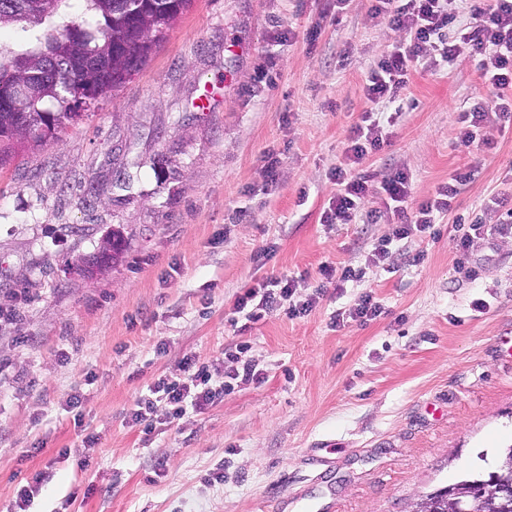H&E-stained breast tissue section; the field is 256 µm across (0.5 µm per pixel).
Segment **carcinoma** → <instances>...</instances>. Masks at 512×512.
<instances>
[{
	"instance_id": "cac0c4a2",
	"label": "carcinoma",
	"mask_w": 512,
	"mask_h": 512,
	"mask_svg": "<svg viewBox=\"0 0 512 512\" xmlns=\"http://www.w3.org/2000/svg\"><path fill=\"white\" fill-rule=\"evenodd\" d=\"M81 14L73 17V0H0V29L17 34L12 44L0 41V88L28 73L57 85L54 95L24 101L0 97V164L58 141L75 123V114L90 110L127 80L113 75L127 70L130 59L138 69L166 41L167 32L190 7L191 0H145L137 13L128 0H78ZM512 467V445L499 456L492 471L470 474L452 484L457 497L472 512H512V500L475 489L496 473ZM419 512H448V494L436 489L413 504Z\"/></svg>"
}]
</instances>
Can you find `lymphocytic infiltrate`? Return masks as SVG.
I'll list each match as a JSON object with an SVG mask.
<instances>
[{"label":"lymphocytic infiltrate","mask_w":512,"mask_h":512,"mask_svg":"<svg viewBox=\"0 0 512 512\" xmlns=\"http://www.w3.org/2000/svg\"><path fill=\"white\" fill-rule=\"evenodd\" d=\"M448 2L374 0V15L388 20L393 29L402 32L403 38L396 41L371 69L365 86L366 96L374 103L395 101L407 83L412 64L423 54L439 56L445 63L455 61L466 51L479 54L480 75L496 88L497 95L460 114V142L469 147L483 142L482 131L489 117L512 121V0H485L483 6L474 9L470 22L463 25L458 24L456 13L449 11ZM384 141V130L373 120L371 112H362L349 138L347 157L350 164L360 163L370 152L379 150ZM334 179L336 193L324 211L322 221L326 224L352 223L375 188L369 185L367 178L353 175L349 167L337 168ZM467 179L466 173L453 172L432 197L414 206L410 203L411 187L406 174L398 172L385 178L378 189L385 196L387 209L401 221L396 238H407L414 231L429 233L439 217L451 212L458 187ZM293 287L292 280L279 278L245 287L237 295L233 308L253 322L277 311L291 318L311 311V303H292ZM237 351L235 367L217 386L212 383L208 366L199 364L195 358H184L181 377L158 379L151 388V398L144 400L135 411V421H148L158 401L164 402L170 418L178 419L188 410L199 411L213 403L232 381H261L262 375L255 364L244 356L245 346H238Z\"/></svg>","instance_id":"lymphocytic-infiltrate-1"}]
</instances>
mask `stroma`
Wrapping results in <instances>:
<instances>
[{
	"mask_svg": "<svg viewBox=\"0 0 512 512\" xmlns=\"http://www.w3.org/2000/svg\"><path fill=\"white\" fill-rule=\"evenodd\" d=\"M371 5L192 0L96 112L0 166V512L28 485V512H266L275 497L281 512H405L512 445V233L455 248L512 198V124L460 144L459 114L491 93L468 55L420 57L395 102L370 104L367 75L399 38ZM369 108L390 137L356 174L405 172L419 203L469 173L437 238L396 239L378 194L354 223H322ZM116 231L119 260L82 272ZM324 265L363 277L339 285ZM284 276L313 309L238 324L241 289ZM368 292L376 319L335 324ZM238 343L261 382L178 420L157 405L149 433L134 421L184 357L221 375Z\"/></svg>",
	"mask_w": 512,
	"mask_h": 512,
	"instance_id": "35a3bbf8",
	"label": "stroma"
}]
</instances>
